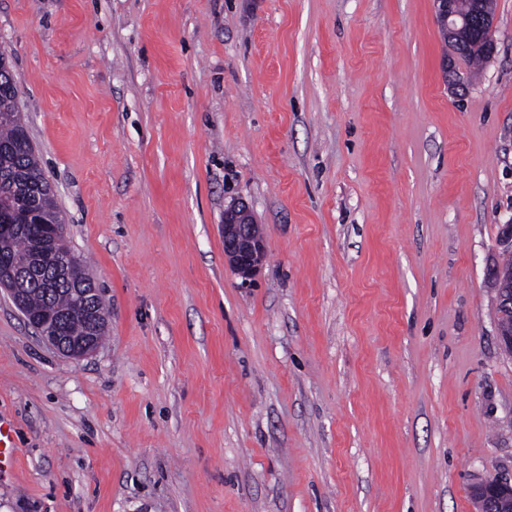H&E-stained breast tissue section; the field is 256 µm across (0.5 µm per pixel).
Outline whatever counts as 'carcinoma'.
I'll use <instances>...</instances> for the list:
<instances>
[{
    "instance_id": "cac0c4a2",
    "label": "carcinoma",
    "mask_w": 512,
    "mask_h": 512,
    "mask_svg": "<svg viewBox=\"0 0 512 512\" xmlns=\"http://www.w3.org/2000/svg\"><path fill=\"white\" fill-rule=\"evenodd\" d=\"M47 182L39 159L21 119L18 89L9 65L0 68V213L22 210L25 207V191L30 185ZM37 209L42 211L47 223L25 224L7 244V257L15 273H27L36 268L35 242L52 224L60 235H65V224L55 201L54 193L45 190L35 198ZM85 270L81 259L71 254L68 277L57 280L41 278L28 285L26 302L20 307L28 325L42 331V321L60 309L71 307L75 300L73 289L83 281ZM98 314V326L92 327L88 318L77 312L65 326V334L76 341L95 337L101 343L106 333V313L103 303L94 304Z\"/></svg>"
}]
</instances>
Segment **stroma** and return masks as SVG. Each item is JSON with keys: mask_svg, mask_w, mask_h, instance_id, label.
Returning a JSON list of instances; mask_svg holds the SVG:
<instances>
[{"mask_svg": "<svg viewBox=\"0 0 512 512\" xmlns=\"http://www.w3.org/2000/svg\"><path fill=\"white\" fill-rule=\"evenodd\" d=\"M492 40L459 98L432 0H0L108 316L67 357L0 288V512H477L512 476V0ZM224 257L245 280L258 268L264 252L263 237L245 206H233L224 212ZM486 280L494 290L498 315L497 332L501 345L512 353V327L505 318L512 314V266L496 262L487 268ZM473 497L476 500L478 512H489L495 506L501 510H510L512 502V478L510 481L507 479H494L479 483L473 487Z\"/></svg>", "mask_w": 512, "mask_h": 512, "instance_id": "stroma-1", "label": "stroma"}]
</instances>
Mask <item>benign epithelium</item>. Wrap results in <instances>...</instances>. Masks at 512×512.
Instances as JSON below:
<instances>
[{"label":"benign epithelium","mask_w":512,"mask_h":512,"mask_svg":"<svg viewBox=\"0 0 512 512\" xmlns=\"http://www.w3.org/2000/svg\"><path fill=\"white\" fill-rule=\"evenodd\" d=\"M438 21L448 44L458 49L478 48L490 55L493 44L488 37L493 29L494 14L487 11L484 0H434ZM224 257L228 264L243 278H249L258 268L264 252L263 237L257 232L256 224L243 206H233L224 212ZM56 233L47 232L39 243L44 256L50 258L55 252ZM497 246L503 255H512V224H502L497 235ZM56 263H66L67 255L59 252ZM486 280L494 290L497 307V332L501 345L512 353V327L505 318L512 314V266L496 262L487 268ZM44 339L59 353L79 358L93 353L95 343L87 341L82 347L69 349L59 333L48 329ZM477 512L497 506L512 508V480L494 479L473 487Z\"/></svg>","instance_id":"benign-epithelium-1"}]
</instances>
